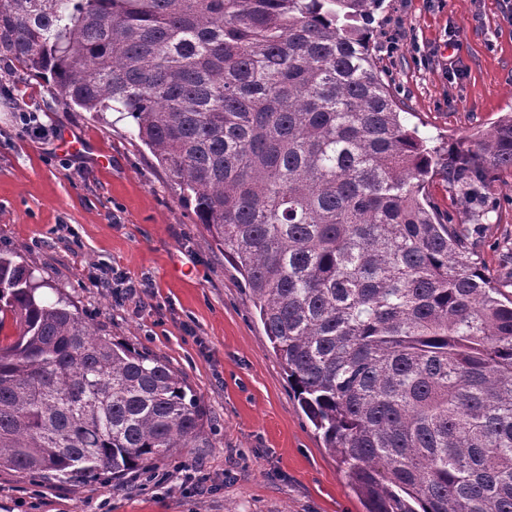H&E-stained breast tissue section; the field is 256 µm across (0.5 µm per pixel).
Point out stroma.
Returning <instances> with one entry per match:
<instances>
[{
  "instance_id": "obj_1",
  "label": "stroma",
  "mask_w": 512,
  "mask_h": 512,
  "mask_svg": "<svg viewBox=\"0 0 512 512\" xmlns=\"http://www.w3.org/2000/svg\"><path fill=\"white\" fill-rule=\"evenodd\" d=\"M373 52L440 153L512 112V0H384ZM25 79L0 96V250L66 294L100 335L143 348L206 404L212 447L123 482L0 470V512H365L308 420L241 275L206 243L131 119L52 103ZM37 112L39 127L20 116ZM80 143V150L66 146ZM476 250L512 296V170L489 185Z\"/></svg>"
}]
</instances>
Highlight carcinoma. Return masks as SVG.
Listing matches in <instances>:
<instances>
[{
  "label": "carcinoma",
  "instance_id": "1",
  "mask_svg": "<svg viewBox=\"0 0 512 512\" xmlns=\"http://www.w3.org/2000/svg\"><path fill=\"white\" fill-rule=\"evenodd\" d=\"M383 2L0 0V63L134 121L367 512H512V298L425 193L442 165L480 224L512 113L439 163L373 57ZM49 287L0 253V469L119 480L213 447L178 372Z\"/></svg>",
  "mask_w": 512,
  "mask_h": 512
}]
</instances>
